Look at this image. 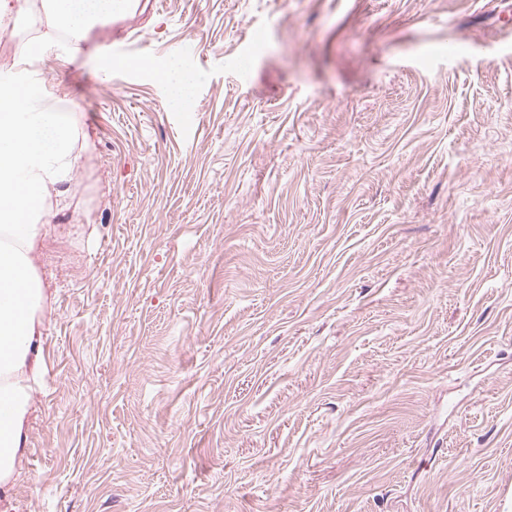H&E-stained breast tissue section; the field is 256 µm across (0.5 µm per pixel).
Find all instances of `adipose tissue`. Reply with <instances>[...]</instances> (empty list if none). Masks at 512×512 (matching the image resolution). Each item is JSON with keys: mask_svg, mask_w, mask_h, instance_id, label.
<instances>
[{"mask_svg": "<svg viewBox=\"0 0 512 512\" xmlns=\"http://www.w3.org/2000/svg\"><path fill=\"white\" fill-rule=\"evenodd\" d=\"M51 20L37 40L24 42L20 60H28L71 35L79 52L84 31L111 24L115 0H43ZM155 75L170 88L169 103L182 107L193 95L196 73L175 60L154 64ZM32 85L0 90V494H6L24 455L33 393L43 370L44 326L40 312L46 290L35 264V247L48 226L53 196L70 183L77 162L76 142L90 143L62 112L30 113Z\"/></svg>", "mask_w": 512, "mask_h": 512, "instance_id": "ef3b65f1", "label": "adipose tissue"}]
</instances>
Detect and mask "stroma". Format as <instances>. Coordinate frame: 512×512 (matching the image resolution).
I'll return each instance as SVG.
<instances>
[{
  "instance_id": "35a3bbf8",
  "label": "stroma",
  "mask_w": 512,
  "mask_h": 512,
  "mask_svg": "<svg viewBox=\"0 0 512 512\" xmlns=\"http://www.w3.org/2000/svg\"><path fill=\"white\" fill-rule=\"evenodd\" d=\"M35 23L0 83L92 144L0 512H512V0H159L19 60ZM152 69L159 79L169 85L171 106L181 108L193 96L197 82V75L193 70L176 60L155 63Z\"/></svg>"
}]
</instances>
